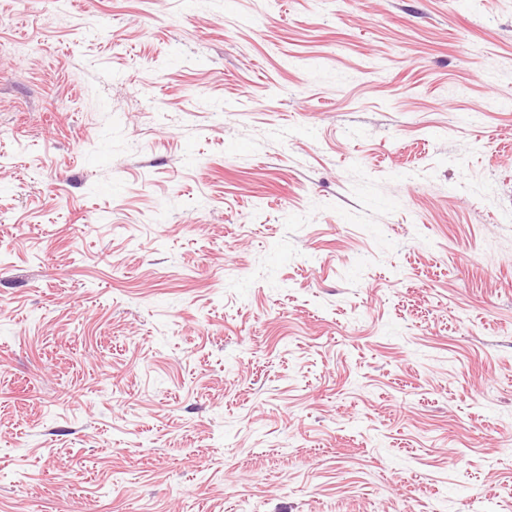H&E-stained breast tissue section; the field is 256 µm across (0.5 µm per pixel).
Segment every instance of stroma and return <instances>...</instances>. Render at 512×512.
I'll return each instance as SVG.
<instances>
[{"mask_svg": "<svg viewBox=\"0 0 512 512\" xmlns=\"http://www.w3.org/2000/svg\"><path fill=\"white\" fill-rule=\"evenodd\" d=\"M0 0V512H512V0Z\"/></svg>", "mask_w": 512, "mask_h": 512, "instance_id": "obj_1", "label": "stroma"}]
</instances>
